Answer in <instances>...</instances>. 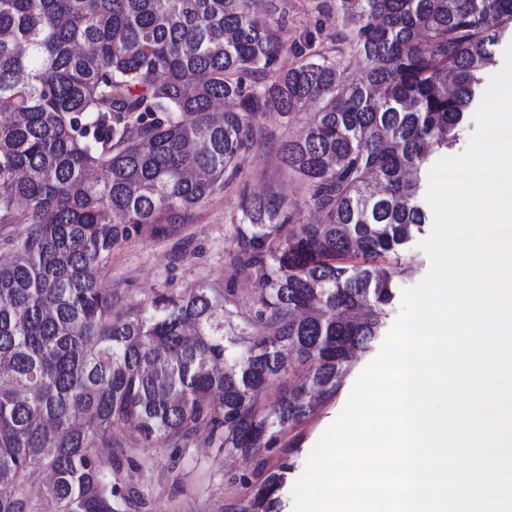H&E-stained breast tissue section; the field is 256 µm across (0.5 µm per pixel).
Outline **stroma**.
<instances>
[{
  "mask_svg": "<svg viewBox=\"0 0 512 512\" xmlns=\"http://www.w3.org/2000/svg\"><path fill=\"white\" fill-rule=\"evenodd\" d=\"M286 11L287 43L313 40L317 50L328 51L336 36L335 0H280ZM307 111L287 115L270 111L257 125L271 130L273 141L256 142L245 155L237 176L221 192L197 208L191 220L169 238L136 237L112 253L104 278L113 291L137 301L163 288L185 290L202 279L226 283L231 274L234 227L241 219L244 197L276 192L300 203L299 219L314 222L317 214L303 207V190L279 159L278 145L295 137L306 124ZM376 355L361 353L341 379L335 396L323 400L300 426L286 431L275 448L260 456L227 454L209 443V430L200 427L187 446L137 451V461L122 465L120 483L137 497L126 512H239L255 488L283 462L292 468L279 492L280 512H292L291 490L304 469L312 447L341 411L360 371Z\"/></svg>",
  "mask_w": 512,
  "mask_h": 512,
  "instance_id": "obj_1",
  "label": "stroma"
}]
</instances>
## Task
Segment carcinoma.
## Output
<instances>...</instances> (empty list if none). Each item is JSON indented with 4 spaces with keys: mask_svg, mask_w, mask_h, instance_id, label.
<instances>
[{
    "mask_svg": "<svg viewBox=\"0 0 512 512\" xmlns=\"http://www.w3.org/2000/svg\"><path fill=\"white\" fill-rule=\"evenodd\" d=\"M277 0H0V512H124L127 449L201 425L226 453L274 448L380 335L422 230V174L482 99L512 0H336L366 62L293 46ZM317 107L280 158L314 224L245 199L231 286L131 303L103 287L112 250L169 236L224 189L254 121ZM249 313L234 323L235 308ZM293 372L269 412L263 391ZM243 512H277L285 471ZM48 480L30 494L31 474Z\"/></svg>",
    "mask_w": 512,
    "mask_h": 512,
    "instance_id": "obj_1",
    "label": "carcinoma"
}]
</instances>
